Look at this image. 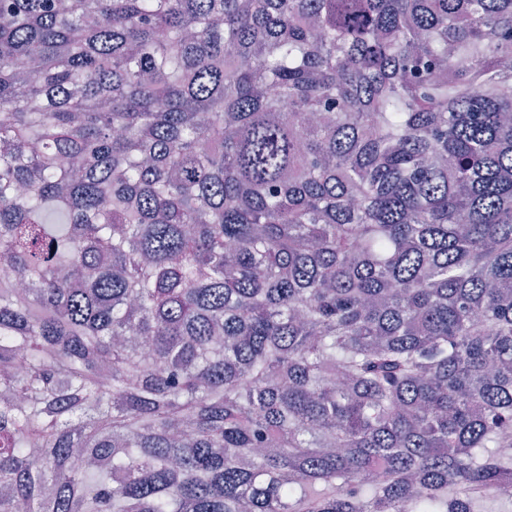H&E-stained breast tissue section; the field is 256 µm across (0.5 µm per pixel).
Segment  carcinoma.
I'll list each match as a JSON object with an SVG mask.
<instances>
[{
    "instance_id": "cac0c4a2",
    "label": "carcinoma",
    "mask_w": 512,
    "mask_h": 512,
    "mask_svg": "<svg viewBox=\"0 0 512 512\" xmlns=\"http://www.w3.org/2000/svg\"><path fill=\"white\" fill-rule=\"evenodd\" d=\"M0 512L512 503V0H0Z\"/></svg>"
}]
</instances>
